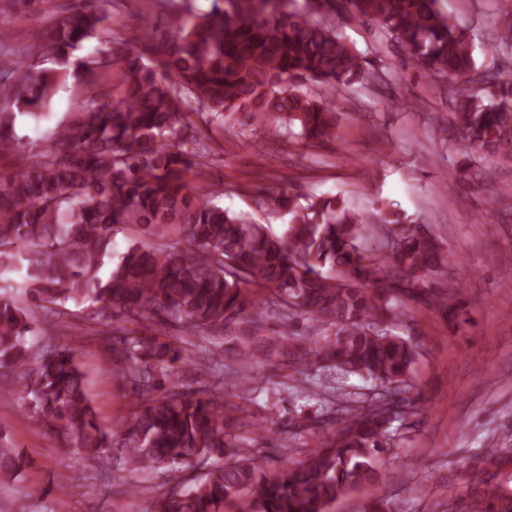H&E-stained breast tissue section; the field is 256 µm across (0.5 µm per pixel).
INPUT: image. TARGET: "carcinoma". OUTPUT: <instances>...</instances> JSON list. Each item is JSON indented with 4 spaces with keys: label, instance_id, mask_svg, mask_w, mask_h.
<instances>
[{
    "label": "carcinoma",
    "instance_id": "1",
    "mask_svg": "<svg viewBox=\"0 0 512 512\" xmlns=\"http://www.w3.org/2000/svg\"><path fill=\"white\" fill-rule=\"evenodd\" d=\"M343 13L374 27L376 39L395 42L408 57L447 79L452 112L443 130L467 158L512 161V77L496 75L479 95L482 75L461 22L440 0H341ZM101 16L90 0L59 18L42 53L66 59L97 35ZM102 57L79 61L90 74L110 70L119 90L104 101L93 90L54 141L29 154L16 152L15 113L42 116L57 91L53 69L21 61L0 63V155L15 157L0 177V273L15 258L26 262L21 284H0V395L9 377L28 381L26 417L56 431L97 461L120 450L126 470H184L208 465L203 477L161 496L156 512H325L328 504L372 480L388 450L392 426L417 409L405 397L416 351L389 326L407 300L424 301L450 321L459 288L434 287L450 253L436 236L395 211L376 223L386 251L361 247L370 225L334 197L297 202L289 187L269 196L290 216L285 234L268 233L245 212L216 204L193 184L195 159L206 154L208 125L242 117L285 119L288 136L314 145L333 134L339 113L329 94L368 80L361 57L334 21L298 0H224L194 15L173 11L144 49L108 41ZM133 226L158 245H131L100 276L112 254V230ZM270 291L281 309L277 336H259L262 319L250 289ZM81 302L88 318L119 330L146 331L173 322L190 335L228 339L238 349L239 385L249 388L256 352L288 355L296 371L315 365L335 384L358 374L380 382L384 394L340 409L336 427L318 434L316 447L271 476L256 462L262 448H243L231 434L229 411L240 406L202 390L173 385L184 348L143 333L112 342V364L140 400L118 430L102 426L84 372L68 347L35 348V314ZM324 333L308 353L288 345L298 321ZM476 465L453 474L459 499H492L486 512H512V493L500 476L512 464L496 444ZM30 461L0 433V484L24 476Z\"/></svg>",
    "mask_w": 512,
    "mask_h": 512
}]
</instances>
